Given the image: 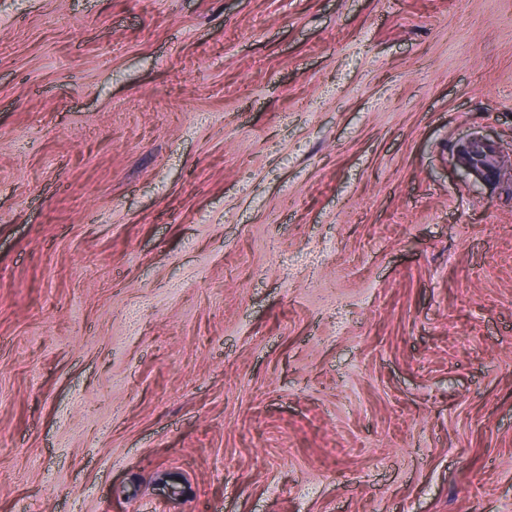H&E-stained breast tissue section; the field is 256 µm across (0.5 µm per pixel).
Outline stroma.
Segmentation results:
<instances>
[{
    "label": "stroma",
    "mask_w": 512,
    "mask_h": 512,
    "mask_svg": "<svg viewBox=\"0 0 512 512\" xmlns=\"http://www.w3.org/2000/svg\"><path fill=\"white\" fill-rule=\"evenodd\" d=\"M512 512V0H0V512Z\"/></svg>",
    "instance_id": "stroma-1"
}]
</instances>
